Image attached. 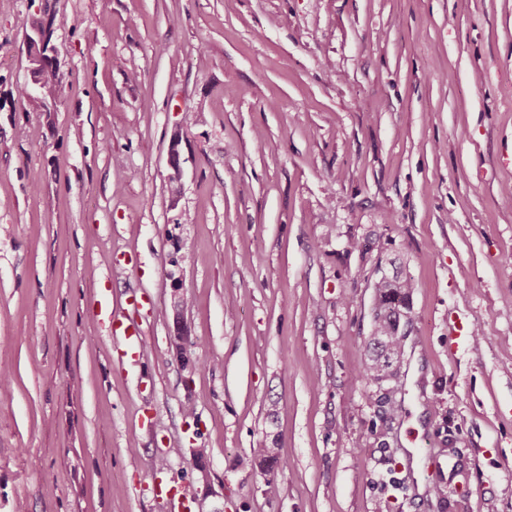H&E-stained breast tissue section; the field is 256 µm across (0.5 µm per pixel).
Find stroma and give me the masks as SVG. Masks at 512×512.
Returning a JSON list of instances; mask_svg holds the SVG:
<instances>
[{
	"label": "stroma",
	"mask_w": 512,
	"mask_h": 512,
	"mask_svg": "<svg viewBox=\"0 0 512 512\" xmlns=\"http://www.w3.org/2000/svg\"><path fill=\"white\" fill-rule=\"evenodd\" d=\"M1 363L0 512H512V0H0ZM43 39L50 41L49 34L42 25L34 26L32 34L27 35L31 81L46 96L59 100L64 94V84L55 59L46 53ZM375 288L373 337L370 343L375 355L362 362L361 375L366 379L382 381L397 371L403 360L406 332L400 327L399 307L405 305L414 285L408 279L382 276ZM95 304L101 329L117 344V358L122 362L136 363L141 355L143 336L139 325L131 320L124 321L113 316L112 303L104 296Z\"/></svg>",
	"instance_id": "35a3bbf8"
}]
</instances>
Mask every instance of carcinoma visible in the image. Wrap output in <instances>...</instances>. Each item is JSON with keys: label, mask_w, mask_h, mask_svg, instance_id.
I'll use <instances>...</instances> for the list:
<instances>
[{"label": "carcinoma", "mask_w": 512, "mask_h": 512, "mask_svg": "<svg viewBox=\"0 0 512 512\" xmlns=\"http://www.w3.org/2000/svg\"><path fill=\"white\" fill-rule=\"evenodd\" d=\"M49 34L41 25L27 35L31 81L46 96L53 100L64 94V84L55 59L46 53L42 41ZM414 285L408 280L380 278L375 285L372 309L373 337L370 343L375 355L362 362V377L382 381L399 369L405 351L406 332L400 327L399 307L404 305Z\"/></svg>", "instance_id": "1"}]
</instances>
